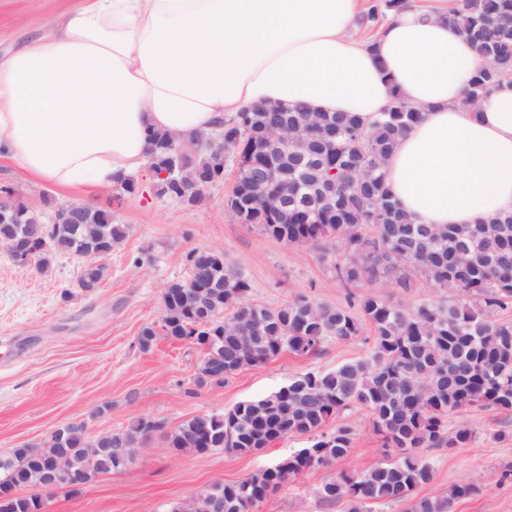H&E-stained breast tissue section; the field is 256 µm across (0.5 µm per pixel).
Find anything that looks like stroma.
Wrapping results in <instances>:
<instances>
[{
    "label": "stroma",
    "mask_w": 512,
    "mask_h": 512,
    "mask_svg": "<svg viewBox=\"0 0 512 512\" xmlns=\"http://www.w3.org/2000/svg\"><path fill=\"white\" fill-rule=\"evenodd\" d=\"M78 0H0V55L9 54ZM234 159L224 163L223 182L207 189L202 202L190 205L157 195L149 169L135 178L139 193L120 187L63 189L39 182L0 158V187L12 188L30 211L43 217L71 202L111 210L126 235L105 257L107 275L94 294L77 286L82 257L61 254L47 272L21 265L0 250V454L36 442L59 425L82 421L90 433L116 431L140 416L161 420L166 430L203 414L221 413L237 403L266 396L301 373L330 370L359 358L363 337L330 341L320 354L282 356L259 367L238 371L224 385L197 389L193 384L198 346L158 338L142 351L140 329L159 322L162 294L173 281L187 279L188 255L195 249L222 252L225 262L252 283V300L276 308L296 296L344 306L361 296L344 287L330 258L308 246L279 242L252 224H242L227 210L236 179ZM106 413H99L100 405ZM353 432L349 454L329 468L305 471L271 492L260 512H347L325 505L317 490L332 472L364 470L382 461L385 448L366 410L351 408L328 423ZM464 426L472 439L464 448H424L420 454L435 469V480L421 492L432 495L453 484L474 481L480 495L459 501L453 512H512V481L501 474L512 466V411L469 410L448 421ZM307 436H288L262 450L206 456L168 448L156 435L137 451L128 469L106 473L70 494L58 492L51 512H162L216 483L241 480L297 449Z\"/></svg>",
    "instance_id": "35a3bbf8"
}]
</instances>
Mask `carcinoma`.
<instances>
[{
  "label": "carcinoma",
  "instance_id": "carcinoma-1",
  "mask_svg": "<svg viewBox=\"0 0 512 512\" xmlns=\"http://www.w3.org/2000/svg\"><path fill=\"white\" fill-rule=\"evenodd\" d=\"M411 7L410 0H371L362 23L374 33L389 17ZM448 24L475 45L486 66L478 73L467 102L475 109L483 92L512 76V0H461L448 11ZM422 109L395 95L371 129L357 117L327 112H256L246 109L224 120V143L187 145L168 133L151 136L148 165L158 192L198 203L208 187L224 180V158L241 135L245 159L253 168L288 174L297 194L288 197V221L272 224L252 202L249 169L238 171L227 207L244 224L288 245L320 246L340 254L336 274L346 285L388 283L410 288L417 279L446 297L417 307L364 294L355 310L314 302L306 295L270 308L249 298L252 285L237 269L224 265L216 251L190 254L189 279L203 289L201 308L183 300L185 282L164 290L158 324L143 326L139 347L150 350L157 337L192 340L202 351L196 380L204 389L222 386L236 372L258 367L285 352L317 355L332 339L347 341L365 329L364 356L327 371H309L288 382V394L272 392L245 400L221 414L190 418L170 432L163 423L138 417L117 431L90 436L85 423L69 422L54 430L59 445L74 449L75 468L86 482L99 474L125 469L109 448H138L156 433L178 452L207 455L218 450L249 454L290 435H307L300 448L271 467L236 482L214 484L224 496V512H247L249 499L264 500L306 470L329 466L347 456L353 437L347 427L323 431L330 419L355 406L368 410L374 430L391 452L376 466L340 471L319 489L322 502H343L347 512H363L376 502L405 505V512H453L454 504L476 494L472 482L445 493L419 495L434 479V466L420 448H464L465 427L448 433V418L468 408L512 409V321L499 312L512 306V215L474 226L415 224L393 201L383 166L396 140L421 119ZM288 119L292 144L286 153L262 151L271 124ZM175 168V178L158 173ZM36 216L0 188V248L8 249ZM125 236L112 213L86 206V223H39L30 259L39 271L57 254L102 259ZM105 265L84 263L78 287L92 294L106 277ZM52 438L40 454L13 448L0 456V482L36 486L41 460L52 456ZM34 496H21L0 512H37ZM164 512H214L209 497L166 505Z\"/></svg>",
  "mask_w": 512,
  "mask_h": 512
}]
</instances>
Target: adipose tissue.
Masks as SVG:
<instances>
[{
	"label": "adipose tissue",
	"instance_id": "adipose-tissue-1",
	"mask_svg": "<svg viewBox=\"0 0 512 512\" xmlns=\"http://www.w3.org/2000/svg\"><path fill=\"white\" fill-rule=\"evenodd\" d=\"M447 9H407L367 44L363 0H81L0 57V156L100 188L138 172L156 131L188 142L270 104L369 126L396 95L423 110L384 166L399 208L441 226L512 214V78L470 109L485 61Z\"/></svg>",
	"mask_w": 512,
	"mask_h": 512
}]
</instances>
